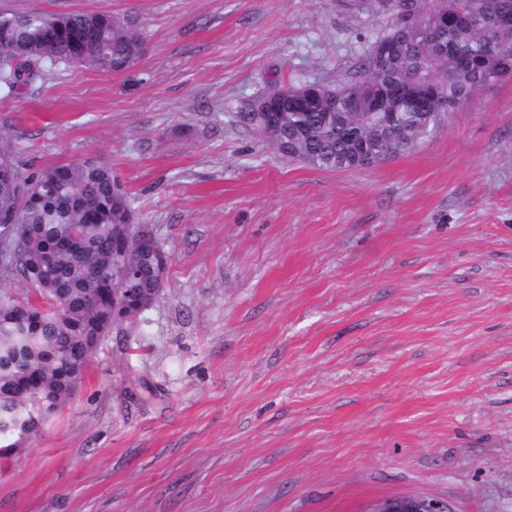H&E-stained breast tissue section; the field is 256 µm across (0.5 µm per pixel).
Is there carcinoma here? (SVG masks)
<instances>
[{
	"mask_svg": "<svg viewBox=\"0 0 512 512\" xmlns=\"http://www.w3.org/2000/svg\"><path fill=\"white\" fill-rule=\"evenodd\" d=\"M407 26L388 20L357 58V74L324 84L303 111H290L266 142L283 158L331 171L365 170L415 149L413 140L440 126L432 113L453 112L475 100L486 86L512 79V28L490 18L512 12V0H410ZM146 52L139 29L107 11L60 15H0V98L75 63L103 73L128 70ZM452 77L448 104L426 85ZM386 84L412 91L391 104L397 124L382 136L377 115L366 107ZM327 112L340 122L328 123ZM19 170L8 136L0 133V171ZM28 192L0 177V221L15 210L21 233L0 234V273L34 281L52 309L33 322L34 312L0 296V455L36 431L72 396L89 365L85 341L112 330L114 306L127 290L111 282L122 265L139 278L128 284L140 298L157 299L158 242L131 243L121 261L117 233L140 223L126 186L97 157L59 163L30 177Z\"/></svg>",
	"mask_w": 512,
	"mask_h": 512,
	"instance_id": "obj_1",
	"label": "carcinoma"
}]
</instances>
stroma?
<instances>
[{
  "label": "stroma",
  "mask_w": 512,
  "mask_h": 512,
  "mask_svg": "<svg viewBox=\"0 0 512 512\" xmlns=\"http://www.w3.org/2000/svg\"><path fill=\"white\" fill-rule=\"evenodd\" d=\"M143 29L132 69L0 100L27 172L99 156L170 256L72 397L0 459V512H512V80L369 170L243 117L344 80L375 0H0ZM372 512H450V509L439 499L400 496L381 502Z\"/></svg>",
  "instance_id": "stroma-1"
}]
</instances>
